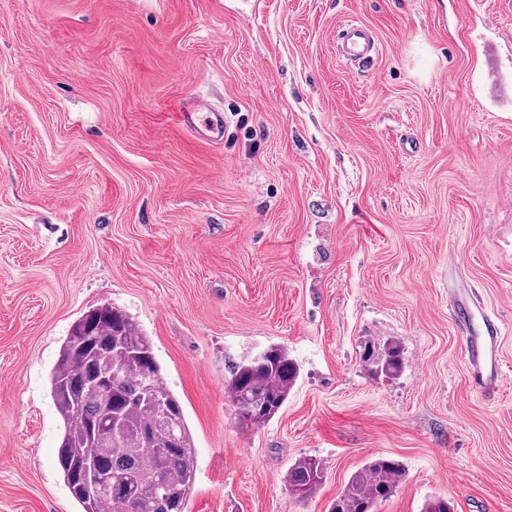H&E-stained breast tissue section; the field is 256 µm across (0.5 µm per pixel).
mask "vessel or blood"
<instances>
[{
	"label": "vessel or blood",
	"mask_w": 512,
	"mask_h": 512,
	"mask_svg": "<svg viewBox=\"0 0 512 512\" xmlns=\"http://www.w3.org/2000/svg\"><path fill=\"white\" fill-rule=\"evenodd\" d=\"M338 47L346 61L364 63L372 59L375 41L367 28L351 24L339 32ZM176 118L182 127L206 142L219 144L224 140L223 112L193 100L179 109ZM451 313L463 329V353L472 388L484 397H495L503 379L498 318L485 314L477 300L470 297L458 298Z\"/></svg>",
	"instance_id": "1"
}]
</instances>
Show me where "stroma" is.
Returning <instances> with one entry per match:
<instances>
[{
  "label": "stroma",
  "mask_w": 512,
  "mask_h": 512,
  "mask_svg": "<svg viewBox=\"0 0 512 512\" xmlns=\"http://www.w3.org/2000/svg\"><path fill=\"white\" fill-rule=\"evenodd\" d=\"M193 97L223 143L178 125ZM457 288L503 322L492 400ZM104 304L182 402L187 512H329L376 457L405 478L375 512H512V0H0V512H77L49 375ZM392 340L395 378L364 359ZM272 345L299 377L245 432L225 384ZM338 47L346 61L364 63L373 58L375 41L367 28L350 24L338 33ZM321 463L312 457H301L288 469V493L298 500L308 499L324 481Z\"/></svg>",
  "instance_id": "obj_1"
}]
</instances>
